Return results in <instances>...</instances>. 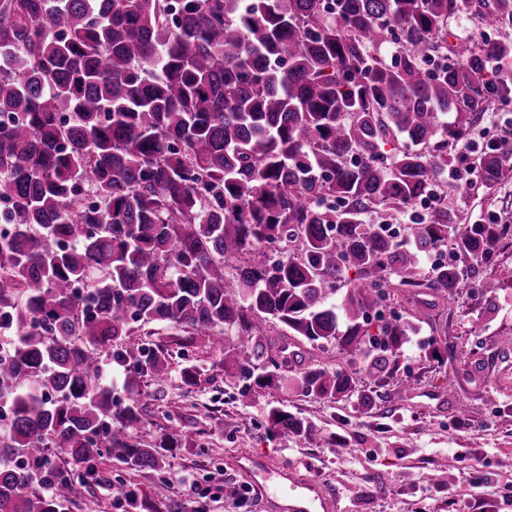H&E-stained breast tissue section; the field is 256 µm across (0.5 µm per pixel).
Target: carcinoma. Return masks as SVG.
Returning <instances> with one entry per match:
<instances>
[{
	"instance_id": "1",
	"label": "carcinoma",
	"mask_w": 512,
	"mask_h": 512,
	"mask_svg": "<svg viewBox=\"0 0 512 512\" xmlns=\"http://www.w3.org/2000/svg\"><path fill=\"white\" fill-rule=\"evenodd\" d=\"M468 8L512 26V0H0V220L16 227L0 235V512H59L71 467L94 475L107 452L156 471L190 445L135 439L142 406L112 399V362L132 388L169 373V352L126 341L132 321L202 341L252 396L291 361L277 327L398 370L409 326L372 334L370 311L391 288L453 300L507 234L443 203L401 236L362 220L426 196L448 142L490 98L512 103V40L448 47ZM510 153L479 157L483 187L512 179ZM441 247L453 261L419 279ZM302 381L373 402L342 369ZM267 418L320 435L279 406Z\"/></svg>"
}]
</instances>
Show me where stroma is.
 <instances>
[{"instance_id": "stroma-1", "label": "stroma", "mask_w": 512, "mask_h": 512, "mask_svg": "<svg viewBox=\"0 0 512 512\" xmlns=\"http://www.w3.org/2000/svg\"><path fill=\"white\" fill-rule=\"evenodd\" d=\"M512 108L491 102L466 140L473 155L487 140H500ZM445 202L459 223L512 222V180L495 188L465 189L443 178ZM492 280L504 293L482 291ZM431 321L414 324L413 304L405 295L388 297L370 313L371 321L392 316L411 325V341L393 377H375L362 357L333 347H297L292 363L272 388L251 406L241 401V385L225 377L215 353L194 343L169 342L165 326L136 330L133 341L168 346L171 372L129 388L124 370L107 378L114 400H138L144 408L136 434L154 442L175 425L194 443L169 454L163 470H133L112 457L99 463V481L79 483L65 512H133L129 487H153L142 512H240L235 492L246 484L245 469L254 457L273 470L270 506L250 503L251 512H291L284 487L303 484L313 512H512V239H502L491 260L478 261L462 284L455 304L435 299ZM445 333L447 352L429 356L423 346ZM315 363L327 370L352 371L371 393V407L359 410L347 400L330 402L307 395L301 367ZM195 365L203 375L186 385L180 371ZM276 405L312 421L321 432L315 441L272 431L266 418Z\"/></svg>"}]
</instances>
